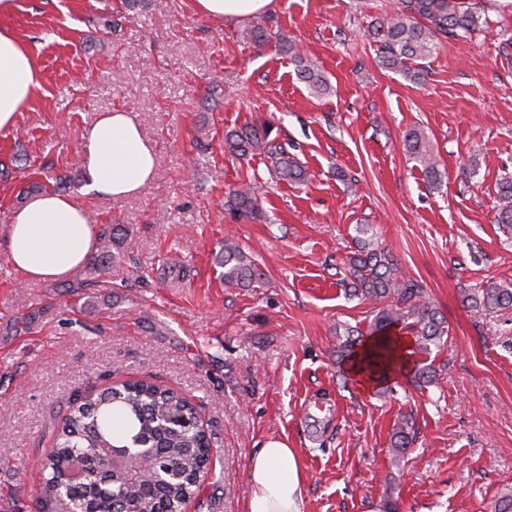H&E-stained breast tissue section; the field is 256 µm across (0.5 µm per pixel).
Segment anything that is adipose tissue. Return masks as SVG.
Wrapping results in <instances>:
<instances>
[{"instance_id":"1","label":"adipose tissue","mask_w":512,"mask_h":512,"mask_svg":"<svg viewBox=\"0 0 512 512\" xmlns=\"http://www.w3.org/2000/svg\"><path fill=\"white\" fill-rule=\"evenodd\" d=\"M195 10L218 20H243L270 10L273 0H193ZM37 84L36 65L8 31L0 30V130L13 128ZM87 190L111 200L136 194L155 171L157 158L141 126L121 109L101 113L80 141ZM97 229L86 206L57 192L31 197L16 209L5 245L25 281L56 282L86 263ZM251 493L243 512H304L301 471L293 449L271 441L249 462Z\"/></svg>"}]
</instances>
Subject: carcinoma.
Listing matches in <instances>:
<instances>
[{
  "label": "carcinoma",
  "mask_w": 512,
  "mask_h": 512,
  "mask_svg": "<svg viewBox=\"0 0 512 512\" xmlns=\"http://www.w3.org/2000/svg\"><path fill=\"white\" fill-rule=\"evenodd\" d=\"M488 20L468 0H397L396 7L371 24L370 36L377 45L379 61L406 79L419 83L425 77V61L437 46L447 39H467L484 30ZM298 75L312 93L329 92L324 75L305 58L301 49L289 38H280ZM260 147L282 178L303 181L307 173L293 160L281 142L269 138L266 129H231L224 132V151L244 155ZM406 149L421 166L427 182L439 183V160L430 150L424 133L413 130L406 137ZM230 205L241 216L255 212L257 198L251 188L242 186L230 194ZM496 223L512 226V179L499 182L496 202ZM368 225L358 227L355 250L348 258L351 295L374 304L368 319L365 339L354 337V330H344L337 344L340 360L356 355L364 340L376 339L374 361L394 356L396 342L392 331L407 330L414 338L415 353L423 357L417 362V382L430 384L437 369L433 352L445 348L448 334L440 311L427 299L424 289L407 277L389 252L369 235ZM122 227L116 225L100 233V245L84 267L87 277L77 288H110L106 274L120 260L112 248L120 244ZM224 267V286L254 288L264 273L241 248L230 239L224 240L219 259ZM462 302L478 315L512 311V285L495 283L466 290ZM179 401V396L153 382H127L119 388L102 392L89 404L76 406L53 430L52 472L46 479V501L53 502L55 487L63 482L73 464L87 473V479L69 485L63 497L80 512H179L183 503L195 497L201 484L195 479L178 482L162 481L157 475L174 465L195 467L203 461L210 448L205 430L185 427L174 430L162 425L158 411ZM410 422L402 417L393 436L394 461L403 458L409 444ZM137 439L153 451L150 469L142 470L143 480L131 481L132 470L102 468L95 447L106 440L120 446Z\"/></svg>",
  "instance_id": "1"
}]
</instances>
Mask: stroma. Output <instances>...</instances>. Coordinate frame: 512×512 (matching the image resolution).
Listing matches in <instances>:
<instances>
[{
	"instance_id": "obj_1",
	"label": "stroma",
	"mask_w": 512,
	"mask_h": 512,
	"mask_svg": "<svg viewBox=\"0 0 512 512\" xmlns=\"http://www.w3.org/2000/svg\"><path fill=\"white\" fill-rule=\"evenodd\" d=\"M274 3L243 22L192 0L127 16L120 0H17L0 17L38 71L0 132V512H43L54 425L79 394L128 380L164 384L201 417L220 480L188 512H240L249 459L271 440L295 450L304 512H492L512 490V314L462 303L463 289L512 282V232L494 222L512 177V0H476L489 28L438 45L421 84L383 68L367 35L394 0ZM258 24L302 46L329 94H312L276 42L255 44ZM115 108L158 156L118 201L87 195L77 166L83 130ZM251 123L287 142L307 183L280 179L262 149L225 155V130ZM415 128L440 160L437 187L405 151ZM49 173L98 227L127 230L96 305L85 288L23 281L8 260L17 196ZM247 181L250 218L225 204ZM360 224L448 320L435 384L397 369L366 389L337 360L338 331L366 328L372 308L340 285ZM228 237L263 284L225 287ZM403 414L415 440L398 462Z\"/></svg>"
}]
</instances>
